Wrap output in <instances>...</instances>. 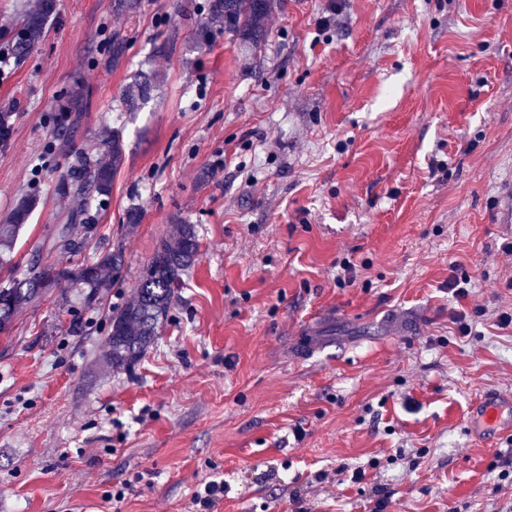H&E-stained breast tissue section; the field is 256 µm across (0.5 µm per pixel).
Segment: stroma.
Segmentation results:
<instances>
[{
	"instance_id": "35a3bbf8",
	"label": "stroma",
	"mask_w": 512,
	"mask_h": 512,
	"mask_svg": "<svg viewBox=\"0 0 512 512\" xmlns=\"http://www.w3.org/2000/svg\"><path fill=\"white\" fill-rule=\"evenodd\" d=\"M113 3L57 0L0 79V223L37 199L18 261L85 205L56 192L60 101L86 97L68 147L103 156L118 130L126 149L95 238L42 254L121 251L83 332L51 293L0 335V512H100L120 490L119 512H190L208 477L212 512H372L376 485L385 512H512V444L464 428L512 392V0H280L247 52L215 24L197 44L210 0ZM177 219L200 256L139 362L108 368L112 312ZM201 487L192 496L194 512H210L216 502L224 497V481L208 480L201 484Z\"/></svg>"
}]
</instances>
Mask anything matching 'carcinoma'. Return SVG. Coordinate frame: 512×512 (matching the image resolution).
<instances>
[{
	"instance_id": "1",
	"label": "carcinoma",
	"mask_w": 512,
	"mask_h": 512,
	"mask_svg": "<svg viewBox=\"0 0 512 512\" xmlns=\"http://www.w3.org/2000/svg\"><path fill=\"white\" fill-rule=\"evenodd\" d=\"M278 0H210L211 20L224 24L228 31L246 47H256L267 38V18L277 7ZM56 0H37L26 10L16 42V52L24 55L42 34L47 18L55 11ZM125 161L123 137L112 132L107 158L94 159L77 153L66 177L58 186L62 194L74 193L95 203V212L89 209L71 213L58 226L54 247L79 252L83 242L73 238L72 225L81 224L85 230L96 225L106 211L112 193V181ZM29 203L18 202L9 223L0 224V268L8 277L0 279V334H8L14 327L17 313L38 303L45 294L58 285H67L59 295L67 306L71 296H79L86 308L100 302L103 289L109 287L105 271L122 263L120 252H104L94 262L68 268L42 264L37 269L20 268L14 262V247L20 231L28 219ZM199 243L196 226L174 224L161 240L152 258L146 264L133 298L118 312L112 314L108 337L106 362L115 368L129 366L154 341L159 327L167 320L174 288L198 258Z\"/></svg>"
}]
</instances>
